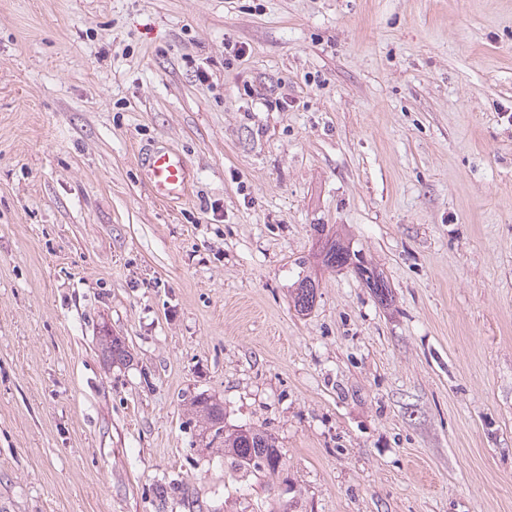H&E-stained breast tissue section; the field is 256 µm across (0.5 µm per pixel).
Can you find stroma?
Masks as SVG:
<instances>
[{"label": "stroma", "instance_id": "1", "mask_svg": "<svg viewBox=\"0 0 512 512\" xmlns=\"http://www.w3.org/2000/svg\"><path fill=\"white\" fill-rule=\"evenodd\" d=\"M0 512H512V0H0ZM139 162L155 199L175 201L187 196L189 166L181 154L165 147L155 148L143 152ZM317 232L320 234L318 256L325 268L335 271L352 266L362 276L366 277V281L372 288L385 294V290L388 289L387 285L375 275L372 268L364 265V262L358 258V254H355L354 251L350 250L349 246H346L337 239L336 235L334 237L332 235L329 236V234L323 236L324 227L321 230H317ZM318 287V282L316 283L315 280L311 279L305 278L298 283V287L294 289L292 299L293 306L298 313L304 314L303 312L311 310L315 302ZM196 407L205 429L213 431V438L223 439L224 435V455L232 458L235 471L274 473L278 469L282 454L271 435L256 428L226 432L222 405L203 399Z\"/></svg>", "mask_w": 512, "mask_h": 512}]
</instances>
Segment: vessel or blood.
<instances>
[{"mask_svg": "<svg viewBox=\"0 0 512 512\" xmlns=\"http://www.w3.org/2000/svg\"><path fill=\"white\" fill-rule=\"evenodd\" d=\"M155 199L175 201L186 197L189 166L185 158L169 148H155L142 153L139 159Z\"/></svg>", "mask_w": 512, "mask_h": 512, "instance_id": "1", "label": "vessel or blood"}]
</instances>
